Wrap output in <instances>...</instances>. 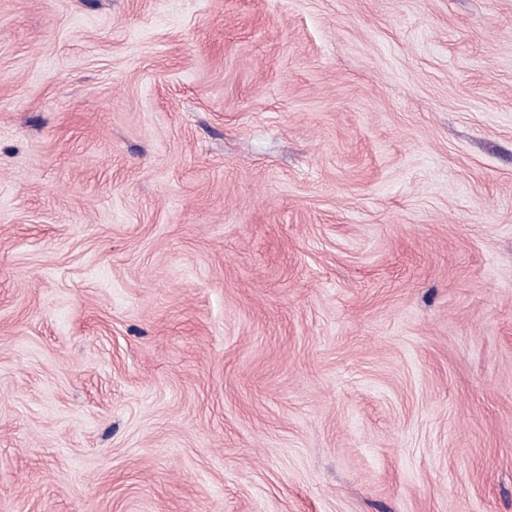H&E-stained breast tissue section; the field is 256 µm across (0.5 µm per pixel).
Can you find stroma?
I'll return each mask as SVG.
<instances>
[{"mask_svg":"<svg viewBox=\"0 0 512 512\" xmlns=\"http://www.w3.org/2000/svg\"><path fill=\"white\" fill-rule=\"evenodd\" d=\"M0 512H512V0H0Z\"/></svg>","mask_w":512,"mask_h":512,"instance_id":"obj_1","label":"stroma"}]
</instances>
